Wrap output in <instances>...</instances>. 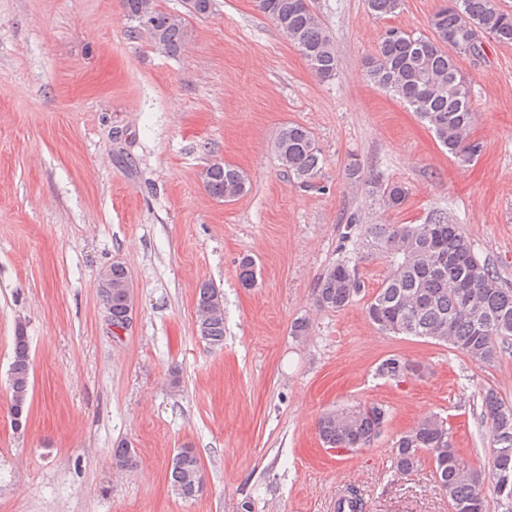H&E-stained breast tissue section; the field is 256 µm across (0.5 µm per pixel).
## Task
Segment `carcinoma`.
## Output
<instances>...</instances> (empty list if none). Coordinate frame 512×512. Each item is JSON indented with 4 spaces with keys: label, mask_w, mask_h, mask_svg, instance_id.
I'll use <instances>...</instances> for the list:
<instances>
[{
    "label": "carcinoma",
    "mask_w": 512,
    "mask_h": 512,
    "mask_svg": "<svg viewBox=\"0 0 512 512\" xmlns=\"http://www.w3.org/2000/svg\"><path fill=\"white\" fill-rule=\"evenodd\" d=\"M259 12L288 36V41L322 79L336 75V49L308 0H255ZM377 17L393 15L402 0H367ZM130 17L149 15L141 29L150 41L170 55L180 53L188 37L184 21L158 8L155 0H122ZM484 30L488 38L512 44V13L497 0H448L429 20V33H408L389 27L375 53L365 61L368 80L398 98L430 129L448 154L461 163L477 158L483 146L470 137L475 113L472 85L459 67L462 56L482 57L483 43L470 42L466 26ZM274 152L288 178L305 188L321 176L323 157L305 127H284L274 142ZM209 194L226 200L248 191L239 169L210 164L203 174ZM372 189L388 209L399 208L408 196L401 183L371 180ZM356 250L363 258L385 264L387 275L366 304L370 322L382 333L427 338L448 343L471 360L489 364L497 356L496 339L512 336V288L499 283L496 271L480 261L461 225L450 224L443 213L422 224H371ZM242 286L255 285L256 268L249 257L240 260ZM127 269L112 265V287L101 293L112 308V324H123L128 311ZM364 292V284L348 262L329 267L316 284V302L322 309L340 311ZM198 331L213 347L224 342V299L208 283L198 289ZM31 359L23 327L15 329L10 365L12 391L9 412L28 413ZM418 368L400 356L380 363L378 373L402 382ZM482 403L492 432V480L498 493L506 494L505 512H512V407L488 389ZM385 409L377 404L354 410L329 411L319 417L317 428L329 448H367L380 436ZM393 466L399 473L414 469L420 455L431 454L435 477L447 495L452 512H486L485 476L473 469L453 444L450 428L438 416L419 420L394 442ZM171 483L183 499L198 496L204 482L199 457L182 448L172 459Z\"/></svg>",
    "instance_id": "cac0c4a2"
}]
</instances>
